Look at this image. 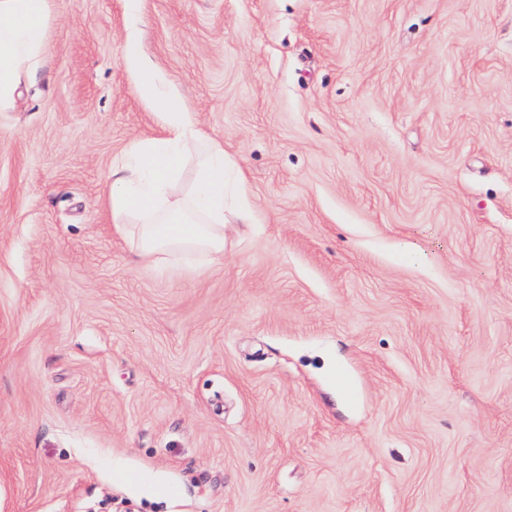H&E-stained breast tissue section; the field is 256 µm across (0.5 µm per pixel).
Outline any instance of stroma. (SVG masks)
I'll return each instance as SVG.
<instances>
[{
  "instance_id": "35a3bbf8",
  "label": "stroma",
  "mask_w": 512,
  "mask_h": 512,
  "mask_svg": "<svg viewBox=\"0 0 512 512\" xmlns=\"http://www.w3.org/2000/svg\"><path fill=\"white\" fill-rule=\"evenodd\" d=\"M242 174L136 261L163 121ZM0 512H512V0H49L0 105ZM123 60L140 71L136 91L162 115L165 135L133 142L112 166V223L140 261L198 256L207 264L218 262L224 259L225 185L233 172L224 147L198 127L172 82L143 65L133 37L124 44ZM190 159L194 179L184 193L175 194Z\"/></svg>"
}]
</instances>
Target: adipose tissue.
Here are the masks:
<instances>
[{"instance_id":"adipose-tissue-1","label":"adipose tissue","mask_w":512,"mask_h":512,"mask_svg":"<svg viewBox=\"0 0 512 512\" xmlns=\"http://www.w3.org/2000/svg\"><path fill=\"white\" fill-rule=\"evenodd\" d=\"M48 0H0V103L13 98L18 74L38 58ZM127 65L139 70L140 97L160 112L163 137L128 146L112 167L108 189L112 223L141 261L167 262L198 256L206 263L224 256L225 185L231 167L224 148L198 126L170 80L144 66L135 39L123 47ZM195 176L174 193L187 161Z\"/></svg>"}]
</instances>
